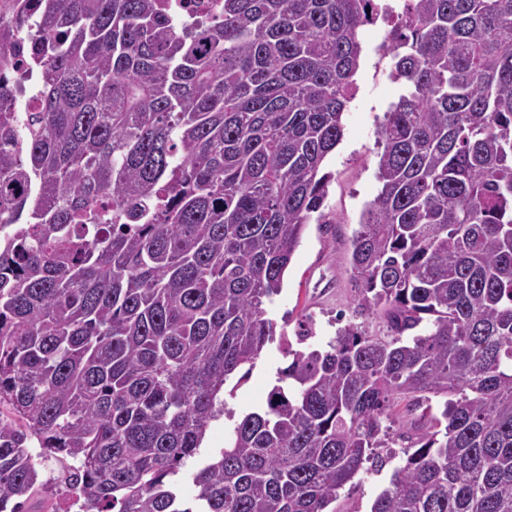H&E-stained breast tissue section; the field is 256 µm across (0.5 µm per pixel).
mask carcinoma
Here are the masks:
<instances>
[{
	"instance_id": "cac0c4a2",
	"label": "carcinoma",
	"mask_w": 512,
	"mask_h": 512,
	"mask_svg": "<svg viewBox=\"0 0 512 512\" xmlns=\"http://www.w3.org/2000/svg\"><path fill=\"white\" fill-rule=\"evenodd\" d=\"M35 2V111L0 72V512L68 488L84 512H330L397 439L371 512H512V0L384 14L405 93L350 247L385 332L292 352L189 499L224 385L275 336L380 11L224 0L179 28L159 0ZM401 400L423 422L395 433Z\"/></svg>"
}]
</instances>
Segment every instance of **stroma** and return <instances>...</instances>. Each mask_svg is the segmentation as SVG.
Listing matches in <instances>:
<instances>
[{"label": "stroma", "mask_w": 512, "mask_h": 512, "mask_svg": "<svg viewBox=\"0 0 512 512\" xmlns=\"http://www.w3.org/2000/svg\"><path fill=\"white\" fill-rule=\"evenodd\" d=\"M387 32L381 22L360 31L364 53L356 75L359 91L343 116V139L325 160L332 180L322 214L310 220L284 275L281 293L266 306L268 318L276 324V336L242 382H227L224 415L208 429L201 458L217 454L226 446L235 423L264 406L280 369L291 361L290 350L325 348L338 328L348 323L372 335L383 329L377 316L358 311L354 303L350 243L366 204L379 188L375 178L379 126L403 92L402 84L389 77L390 56L380 50ZM303 320L312 326L311 337L304 341L298 338ZM394 468V462H387L381 470L369 471L346 485L335 502L337 512H370Z\"/></svg>", "instance_id": "1"}]
</instances>
